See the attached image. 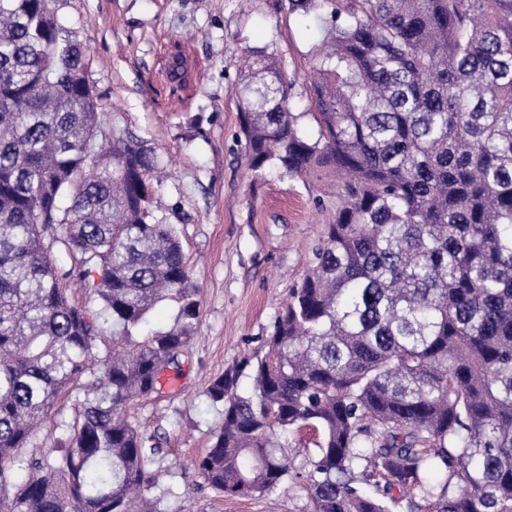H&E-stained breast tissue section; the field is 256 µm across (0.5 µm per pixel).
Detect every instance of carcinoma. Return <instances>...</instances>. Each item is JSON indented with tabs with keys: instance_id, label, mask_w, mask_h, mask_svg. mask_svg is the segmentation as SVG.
I'll list each match as a JSON object with an SVG mask.
<instances>
[{
	"instance_id": "1",
	"label": "carcinoma",
	"mask_w": 512,
	"mask_h": 512,
	"mask_svg": "<svg viewBox=\"0 0 512 512\" xmlns=\"http://www.w3.org/2000/svg\"><path fill=\"white\" fill-rule=\"evenodd\" d=\"M50 2L0 0V512H158L161 448L127 410L180 371L199 292L155 215L159 155L128 130L104 138L86 55ZM280 2L331 27L307 114L279 58L244 48L247 167L345 180L265 354L206 389L224 412L199 477L272 493L290 475L281 449L309 428L296 478L311 512L418 495L430 512H512V0ZM162 302L173 323L143 332ZM70 405L66 437L43 446Z\"/></svg>"
}]
</instances>
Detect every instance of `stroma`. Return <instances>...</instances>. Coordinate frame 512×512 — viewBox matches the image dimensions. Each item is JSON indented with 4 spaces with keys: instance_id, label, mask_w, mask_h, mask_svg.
<instances>
[{
    "instance_id": "1",
    "label": "stroma",
    "mask_w": 512,
    "mask_h": 512,
    "mask_svg": "<svg viewBox=\"0 0 512 512\" xmlns=\"http://www.w3.org/2000/svg\"><path fill=\"white\" fill-rule=\"evenodd\" d=\"M51 9L87 56L102 131L135 132L166 166L157 213L176 225L199 289V323L180 376L130 410L161 444L150 490L158 512H310L299 481L265 496L225 497L202 486L196 462L222 419L207 386L264 354L336 205L328 180L251 176L237 138L238 57L247 46L264 49L304 76L325 19L287 14L279 0H254L247 11L238 0H52ZM176 42L190 73L173 93L165 65Z\"/></svg>"
}]
</instances>
